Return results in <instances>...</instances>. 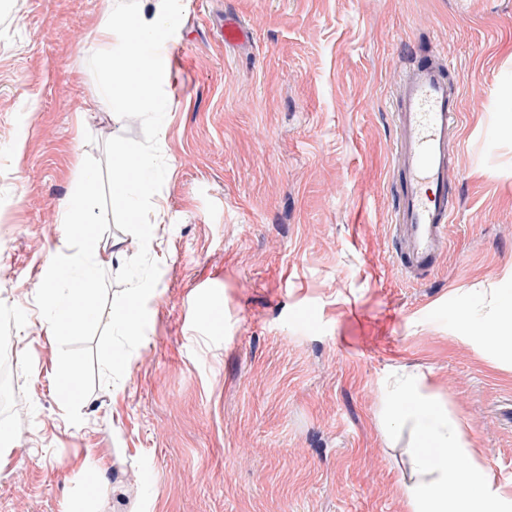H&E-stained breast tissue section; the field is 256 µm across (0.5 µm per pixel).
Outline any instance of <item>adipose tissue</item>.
<instances>
[{
  "instance_id": "obj_1",
  "label": "adipose tissue",
  "mask_w": 512,
  "mask_h": 512,
  "mask_svg": "<svg viewBox=\"0 0 512 512\" xmlns=\"http://www.w3.org/2000/svg\"><path fill=\"white\" fill-rule=\"evenodd\" d=\"M165 0H155L150 10L127 15L116 26L102 25L104 49L110 50L116 65L111 83L101 94L111 102L121 92L128 107H147V94L164 82L161 67L164 52L140 59L138 45L165 21ZM82 249L70 256L76 270L65 299H58L54 260L37 288L49 306L42 322L46 335L61 336L82 329L93 314L88 296L101 266L121 262L126 249L121 241L101 248L96 236L84 233ZM474 338L490 353L512 352V305L492 302L482 321L475 325ZM392 426L409 430L414 438L413 467L416 478L404 494L411 512H498L512 503V487L494 484L491 474L468 451L469 443L460 421L449 418L448 409L437 397L420 392L415 376L408 375L395 385L388 408Z\"/></svg>"
}]
</instances>
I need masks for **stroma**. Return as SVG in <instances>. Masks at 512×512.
<instances>
[{
  "label": "stroma",
  "mask_w": 512,
  "mask_h": 512,
  "mask_svg": "<svg viewBox=\"0 0 512 512\" xmlns=\"http://www.w3.org/2000/svg\"><path fill=\"white\" fill-rule=\"evenodd\" d=\"M102 14L0 0V340L16 343L0 512H410V436L383 397L404 372L512 483V362L458 326L481 289L512 300V0H169L160 276L121 381L74 426L32 284L51 247L58 291L74 275L81 230L60 205L80 172L101 244L139 248L109 202L104 143L143 134L100 97ZM227 16L244 45L219 39ZM440 49L455 215L438 267L407 276L391 258L394 93L405 59Z\"/></svg>",
  "instance_id": "35a3bbf8"
}]
</instances>
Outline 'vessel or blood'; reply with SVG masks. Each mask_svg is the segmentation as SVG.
Returning a JSON list of instances; mask_svg holds the SVG:
<instances>
[{"instance_id": "vessel-or-blood-1", "label": "vessel or blood", "mask_w": 512, "mask_h": 512, "mask_svg": "<svg viewBox=\"0 0 512 512\" xmlns=\"http://www.w3.org/2000/svg\"><path fill=\"white\" fill-rule=\"evenodd\" d=\"M226 45L248 41L249 30L225 18ZM447 61L419 63L396 86L394 117L398 136L392 155L398 166L399 198L393 233L399 243L393 263L409 274L432 271L448 243L453 209L448 202V170L458 156L452 135L457 100L450 93Z\"/></svg>"}]
</instances>
